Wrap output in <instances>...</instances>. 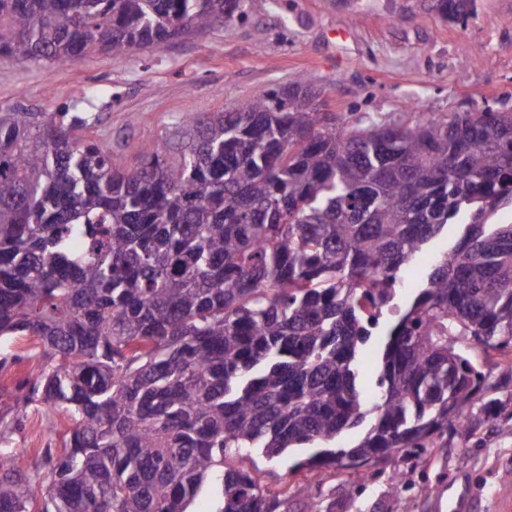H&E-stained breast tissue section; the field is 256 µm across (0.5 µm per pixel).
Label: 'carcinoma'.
I'll list each match as a JSON object with an SVG mask.
<instances>
[{
    "label": "carcinoma",
    "mask_w": 512,
    "mask_h": 512,
    "mask_svg": "<svg viewBox=\"0 0 512 512\" xmlns=\"http://www.w3.org/2000/svg\"><path fill=\"white\" fill-rule=\"evenodd\" d=\"M244 0H0V57L75 63L202 34ZM475 0H435L468 20ZM89 117L0 107V375L34 362L61 444L8 445L0 512H188L222 480L220 512H325L308 480L269 485L244 465L309 452L366 481L402 452L486 421L464 406L486 375L465 342L512 360V111H416L403 122L325 112L300 79L243 107L186 114L178 152L112 165L78 139ZM450 224L412 302L400 273ZM393 323L380 329L384 312ZM374 341L373 397L359 381ZM372 420L360 442L341 435Z\"/></svg>",
    "instance_id": "obj_1"
}]
</instances>
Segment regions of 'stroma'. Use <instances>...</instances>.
Listing matches in <instances>:
<instances>
[{
    "mask_svg": "<svg viewBox=\"0 0 512 512\" xmlns=\"http://www.w3.org/2000/svg\"><path fill=\"white\" fill-rule=\"evenodd\" d=\"M465 52L474 58L467 67ZM301 77L321 89L328 111L376 120L408 119L418 101L431 112L512 111V0H476L463 25L440 16L431 0H247L244 16L223 27L132 56L97 54L52 68L0 58V104L88 112L78 137L104 141L123 166L185 114L238 108ZM448 241L434 239L403 270L400 305L424 285ZM468 354L488 390L467 410L486 423L450 434L428 458L396 456L365 482L316 469L310 477L330 512H497L501 487L512 483V365L475 346ZM51 415L30 406L13 447L58 445L63 430L50 427ZM394 472L396 492L388 485Z\"/></svg>",
    "mask_w": 512,
    "mask_h": 512,
    "instance_id": "1",
    "label": "stroma"
}]
</instances>
